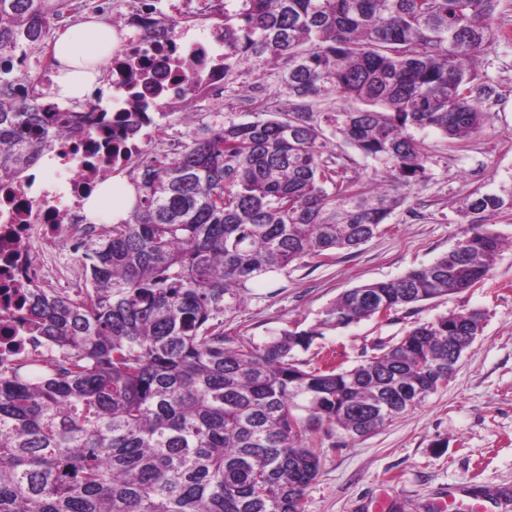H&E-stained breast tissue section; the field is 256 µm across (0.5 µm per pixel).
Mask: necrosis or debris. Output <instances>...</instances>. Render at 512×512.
Wrapping results in <instances>:
<instances>
[{
	"label": "necrosis or debris",
	"instance_id": "obj_1",
	"mask_svg": "<svg viewBox=\"0 0 512 512\" xmlns=\"http://www.w3.org/2000/svg\"><path fill=\"white\" fill-rule=\"evenodd\" d=\"M97 2L120 39L108 88H96L79 110V132L33 138L36 161L0 174V309L14 304L22 288L80 292L85 281L71 266L76 245L96 223L111 221L86 216L87 193L146 154L168 126L162 104L176 102L192 113L201 102L224 99V30L192 28L187 0H139L134 13L114 10L112 0ZM187 57L203 75V88L182 76L179 64ZM42 348L21 323L9 324L0 333V373L37 363Z\"/></svg>",
	"mask_w": 512,
	"mask_h": 512
}]
</instances>
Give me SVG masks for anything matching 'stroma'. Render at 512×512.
<instances>
[{
  "label": "stroma",
  "instance_id": "obj_1",
  "mask_svg": "<svg viewBox=\"0 0 512 512\" xmlns=\"http://www.w3.org/2000/svg\"><path fill=\"white\" fill-rule=\"evenodd\" d=\"M478 70L490 96L478 102L483 126L472 137L449 140L428 132L426 170L404 190V201L371 240L334 258L308 257L256 282L243 302L224 314V330L261 344L281 330L317 327L343 292L396 279L454 248L467 228L459 211L477 190L512 182V39L484 43ZM289 108L275 73L240 66L224 96V118L247 122L258 112ZM329 153L340 158L358 186H369L381 165L325 130ZM504 244L482 285L418 303L387 318L323 330L304 368L335 352L344 367L371 354L374 342L403 336L415 323L477 310L483 331L453 374L425 402L364 437L319 433L321 468L305 491L306 512H373L388 485L383 512H432L448 494H473L479 512H512V213L492 218Z\"/></svg>",
  "mask_w": 512,
  "mask_h": 512
}]
</instances>
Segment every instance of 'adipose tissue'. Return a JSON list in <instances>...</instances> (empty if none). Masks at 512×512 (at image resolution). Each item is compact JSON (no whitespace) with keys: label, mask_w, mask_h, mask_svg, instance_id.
<instances>
[{"label":"adipose tissue","mask_w":512,"mask_h":512,"mask_svg":"<svg viewBox=\"0 0 512 512\" xmlns=\"http://www.w3.org/2000/svg\"><path fill=\"white\" fill-rule=\"evenodd\" d=\"M84 30L87 45H78L71 31L61 32L54 43V56L62 67L54 79L51 91L61 99L82 98L96 84L103 63L111 57L117 40L112 29L98 20L87 21Z\"/></svg>","instance_id":"adipose-tissue-1"}]
</instances>
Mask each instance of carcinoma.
I'll list each match as a JSON object with an SVG mask.
<instances>
[{"instance_id":"obj_1","label":"carcinoma","mask_w":512,"mask_h":512,"mask_svg":"<svg viewBox=\"0 0 512 512\" xmlns=\"http://www.w3.org/2000/svg\"><path fill=\"white\" fill-rule=\"evenodd\" d=\"M88 0H0V174L29 166L43 89L11 50L46 56L52 24ZM500 0H224V78L276 69L286 112L207 126L130 174L124 219L84 240L88 287L30 290L23 320L57 353L48 369L0 375V512H305L322 428L371 434L448 381V358L481 335L483 314L415 324L349 369L307 371L320 332L255 344L224 332L251 285L306 257L373 238L425 171L411 131L477 133L476 67ZM368 108L326 113L328 95ZM384 166L365 189L325 153L321 123ZM512 185L476 191L449 252L402 277L342 293L320 325L338 329L461 292L502 246L490 218Z\"/></svg>"}]
</instances>
